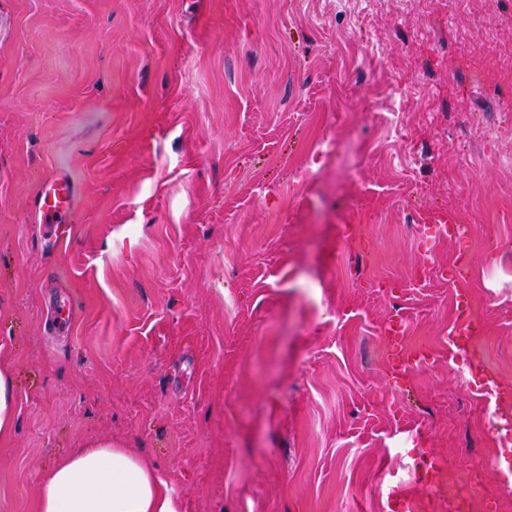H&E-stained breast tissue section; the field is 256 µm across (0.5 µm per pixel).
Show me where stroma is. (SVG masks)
<instances>
[{
	"mask_svg": "<svg viewBox=\"0 0 512 512\" xmlns=\"http://www.w3.org/2000/svg\"><path fill=\"white\" fill-rule=\"evenodd\" d=\"M0 348V512L98 441L185 512H512V0H0ZM53 186V200L50 201L48 193H45L43 198V216L49 224L59 223L57 217L65 222L64 209L69 201V187L65 183L53 181ZM0 348V437L9 434L15 419V400L13 383L10 376L1 370ZM427 361V355L424 352L404 354L399 356L390 365L392 375L399 381L404 382L413 370Z\"/></svg>",
	"mask_w": 512,
	"mask_h": 512,
	"instance_id": "stroma-1",
	"label": "stroma"
}]
</instances>
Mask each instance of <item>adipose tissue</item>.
I'll list each match as a JSON object with an SVG mask.
<instances>
[{"mask_svg": "<svg viewBox=\"0 0 512 512\" xmlns=\"http://www.w3.org/2000/svg\"><path fill=\"white\" fill-rule=\"evenodd\" d=\"M33 512H184V499L147 459L95 442L40 478Z\"/></svg>", "mask_w": 512, "mask_h": 512, "instance_id": "ef3b65f1", "label": "adipose tissue"}]
</instances>
